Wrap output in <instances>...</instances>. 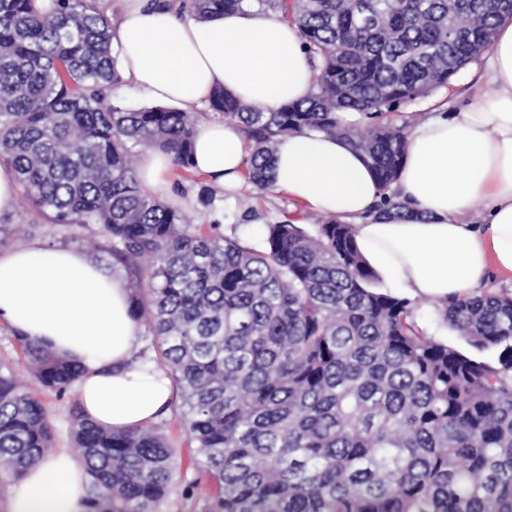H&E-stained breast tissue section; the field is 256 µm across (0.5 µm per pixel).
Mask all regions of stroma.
<instances>
[{"label":"stroma","mask_w":512,"mask_h":512,"mask_svg":"<svg viewBox=\"0 0 512 512\" xmlns=\"http://www.w3.org/2000/svg\"><path fill=\"white\" fill-rule=\"evenodd\" d=\"M486 65V57H479L468 64L449 87L400 104L389 112V119L395 124L404 125L412 113L425 115L449 108L455 109L468 105L479 95L493 96V87L480 80ZM206 185L205 177L193 172H182L176 176L173 194L179 207L195 215L200 223L219 221L222 232L228 236L235 235L256 244L261 241L268 224L294 219L313 233L323 221L322 215L306 210L285 195L272 192L262 197L252 196L250 186L245 183L235 189H216L214 203L207 206L201 199L202 189ZM0 225L5 228L6 237L14 239L20 248L38 241L47 246L90 250L85 229L52 223L48 217L34 212L21 199L17 200L13 211L0 214ZM411 304L413 318L419 328L465 354H472V347L442 322L435 309V300L415 298ZM1 361L10 364L18 378L29 384L31 391L35 392L45 405L53 425L55 448H71V411L78 404L76 391H69L60 397L55 392L32 383L14 335L10 328L2 323ZM182 411L180 396H173L162 425L165 436L175 450L173 487L166 500L160 504L159 512H202L204 507L202 492H195L190 497L184 494L185 487L199 478L200 473L194 462L195 450L188 445L186 430L182 423Z\"/></svg>","instance_id":"obj_1"}]
</instances>
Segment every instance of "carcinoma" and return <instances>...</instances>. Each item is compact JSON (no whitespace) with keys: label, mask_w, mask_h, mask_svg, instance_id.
Instances as JSON below:
<instances>
[{"label":"carcinoma","mask_w":512,"mask_h":512,"mask_svg":"<svg viewBox=\"0 0 512 512\" xmlns=\"http://www.w3.org/2000/svg\"><path fill=\"white\" fill-rule=\"evenodd\" d=\"M244 0H166L205 19ZM297 24L313 93L277 111L223 89L204 112L112 103L123 83L110 21L96 0H0V164L54 224L97 226L137 285L133 312L182 399L210 487L204 512H512V293L443 302L442 320L492 357L427 335L409 303L375 291L352 225L310 234L283 220L260 246L195 223L145 192L133 148L191 167L201 117L237 126L257 195L277 138L317 132L361 151L389 193L406 144L383 121L451 79L512 18V0L448 13V0H258ZM453 26L457 36L444 35ZM355 110L363 130L339 122ZM35 378L63 396L81 367L17 339ZM74 447L89 476L88 512H157L173 449L152 423L99 426L75 411ZM54 448L43 404L0 363V471L12 477Z\"/></svg>","instance_id":"obj_1"}]
</instances>
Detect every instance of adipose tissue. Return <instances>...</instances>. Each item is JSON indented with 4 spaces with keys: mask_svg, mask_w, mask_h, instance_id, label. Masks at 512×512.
Returning <instances> with one entry per match:
<instances>
[{
    "mask_svg": "<svg viewBox=\"0 0 512 512\" xmlns=\"http://www.w3.org/2000/svg\"><path fill=\"white\" fill-rule=\"evenodd\" d=\"M121 0L112 41L124 80L152 102L205 107L222 88L243 105L276 110L306 99L314 70L297 25L246 4L205 19ZM495 89L455 112L411 118L395 185L404 213L375 216L382 197L366 156L316 133L279 139L275 191L351 224L356 246L387 281L413 297L459 300L512 277V21L488 49ZM246 153L235 125L199 120L192 168L213 185L238 186ZM173 156L146 151L140 183L171 194ZM485 206L472 222L475 202ZM0 323L77 362L80 405L112 429L157 421L169 407L165 372L137 361L142 328L122 280L87 253L39 243L0 252ZM88 475L67 450L30 466L9 488L10 512H87Z\"/></svg>",
    "mask_w": 512,
    "mask_h": 512,
    "instance_id": "obj_1",
    "label": "adipose tissue"
}]
</instances>
